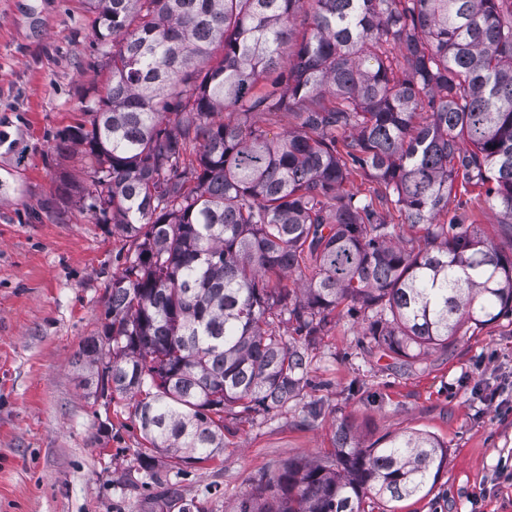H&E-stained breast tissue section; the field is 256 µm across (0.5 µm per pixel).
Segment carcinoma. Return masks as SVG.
I'll return each mask as SVG.
<instances>
[{"instance_id":"obj_1","label":"carcinoma","mask_w":512,"mask_h":512,"mask_svg":"<svg viewBox=\"0 0 512 512\" xmlns=\"http://www.w3.org/2000/svg\"><path fill=\"white\" fill-rule=\"evenodd\" d=\"M91 2L112 80L70 139L97 164L80 199L130 246L83 353L152 448L220 456L225 410L299 395L342 304L404 358L512 312V249L439 222L482 188L512 244V0ZM258 112L301 130L270 140ZM352 166L423 244L343 190ZM447 459L430 434L363 448L342 422L333 453L283 464L238 512H366L429 491ZM136 464L169 505L155 457Z\"/></svg>"}]
</instances>
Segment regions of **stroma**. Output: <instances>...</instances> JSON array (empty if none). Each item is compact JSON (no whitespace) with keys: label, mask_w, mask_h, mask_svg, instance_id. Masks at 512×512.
I'll return each mask as SVG.
<instances>
[{"label":"stroma","mask_w":512,"mask_h":512,"mask_svg":"<svg viewBox=\"0 0 512 512\" xmlns=\"http://www.w3.org/2000/svg\"><path fill=\"white\" fill-rule=\"evenodd\" d=\"M88 0H0V512H162L135 465L148 448L130 401L98 398L82 348L104 332L108 289L127 242L77 192L94 162L61 136L88 124L112 78L111 44ZM448 216L502 243L501 214L458 194ZM308 380L282 407L224 415V452L171 464L197 512H237L258 479L333 450L337 425L362 446L410 431L448 460L433 488L395 512H512V316L462 327L414 364L384 354L339 307L309 354ZM321 401L317 421L306 405Z\"/></svg>","instance_id":"obj_1"}]
</instances>
